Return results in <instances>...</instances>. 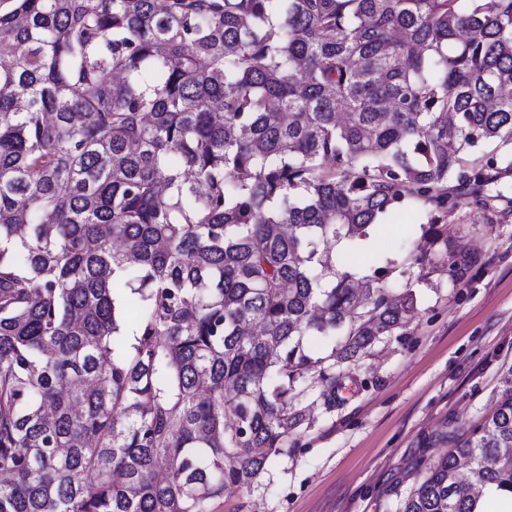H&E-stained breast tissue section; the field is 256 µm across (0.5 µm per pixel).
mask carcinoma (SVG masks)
Here are the masks:
<instances>
[{
    "label": "carcinoma",
    "instance_id": "1",
    "mask_svg": "<svg viewBox=\"0 0 512 512\" xmlns=\"http://www.w3.org/2000/svg\"><path fill=\"white\" fill-rule=\"evenodd\" d=\"M0 45V512L266 488L412 284L468 275L448 214L512 176V0H13ZM404 205L419 253L343 261ZM491 487L512 385L389 508Z\"/></svg>",
    "mask_w": 512,
    "mask_h": 512
}]
</instances>
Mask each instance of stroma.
Segmentation results:
<instances>
[{
    "label": "stroma",
    "instance_id": "35a3bbf8",
    "mask_svg": "<svg viewBox=\"0 0 512 512\" xmlns=\"http://www.w3.org/2000/svg\"><path fill=\"white\" fill-rule=\"evenodd\" d=\"M499 189L495 222L473 206L448 216L449 237L478 257L465 281L433 274L414 284L409 336L344 364L345 390L312 407L272 485L228 489L214 512H385L421 460L447 451L444 434L493 410L512 369V177ZM424 221L415 206L389 212L377 248L414 249Z\"/></svg>",
    "mask_w": 512,
    "mask_h": 512
}]
</instances>
